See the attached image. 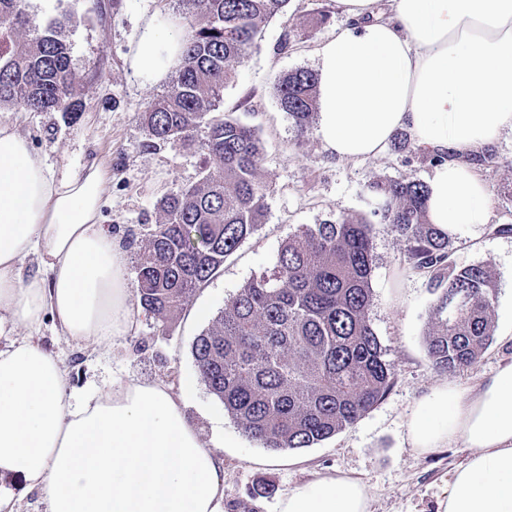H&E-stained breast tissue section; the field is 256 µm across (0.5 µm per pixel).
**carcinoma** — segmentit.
Segmentation results:
<instances>
[{"label": "carcinoma", "mask_w": 512, "mask_h": 512, "mask_svg": "<svg viewBox=\"0 0 512 512\" xmlns=\"http://www.w3.org/2000/svg\"><path fill=\"white\" fill-rule=\"evenodd\" d=\"M289 2L181 0L190 21L181 64L171 90L148 102L141 119L152 139L196 144L207 162L195 184L162 198L163 220L137 255L136 298L164 324L264 223L265 145L217 110L235 64ZM79 84L64 24L39 26L24 0H0V109L78 112ZM317 84L315 73L299 69L274 85L301 137L314 122ZM368 189L383 223L341 215L302 225L281 245L273 273L243 285L193 342L208 391L263 448H310L355 424L391 388L394 365L369 320L381 232L395 234L413 269L441 289L425 337L436 370L473 365L492 341L491 276L480 265H454L448 233L428 220L426 183L389 179Z\"/></svg>", "instance_id": "cac0c4a2"}]
</instances>
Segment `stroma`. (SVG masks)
<instances>
[{
	"label": "stroma",
	"mask_w": 512,
	"mask_h": 512,
	"mask_svg": "<svg viewBox=\"0 0 512 512\" xmlns=\"http://www.w3.org/2000/svg\"><path fill=\"white\" fill-rule=\"evenodd\" d=\"M38 24L67 19L71 62L82 77L77 117L62 112H0V123L26 134L35 154L56 178L73 175L90 156L112 169L103 221L127 248V276L136 282V255L149 229L162 220L159 200L194 184L204 157L194 146L153 144L141 112L168 90L170 76L153 79L130 66V49L143 24L158 18L189 32L178 0H26ZM328 20L313 25L319 12ZM348 25L337 0H290L288 13L272 18L236 66L224 88L225 116L254 128L263 140V174L270 183L262 224L198 288L188 306L159 329L152 314L139 315L134 336H117L103 351L78 350L45 323L41 345L59 355L71 386L94 391L112 378L163 379L190 384L185 412L201 441L215 447L224 463V512H278L290 488L322 474L361 480L370 493V512H435L454 469L467 449L454 445L418 454L408 439V420L437 383L473 385L512 362V133L489 145L493 159L477 170L490 192L487 223L459 226L450 236L457 267L480 265L495 284L494 336L478 362L455 372L436 371L425 349L434 284L416 274L391 235L375 239L372 328L395 367L385 396L357 423L310 448L272 453L246 437L223 404L202 382L191 354L194 339L249 280L272 272L282 243L301 225L340 215L380 223L368 203L374 180H429L434 167L411 137L375 157L342 160L329 156L315 133L298 136L273 93L275 79L297 69H316L323 40Z\"/></svg>",
	"instance_id": "stroma-1"
}]
</instances>
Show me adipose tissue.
<instances>
[{
  "label": "adipose tissue",
  "instance_id": "adipose-tissue-1",
  "mask_svg": "<svg viewBox=\"0 0 512 512\" xmlns=\"http://www.w3.org/2000/svg\"><path fill=\"white\" fill-rule=\"evenodd\" d=\"M338 2L351 25L316 50L323 149L364 160L408 131L418 147L453 155L428 183L431 223H487L490 194L466 158L512 132V0H390L385 16L376 0ZM183 42L148 20L132 65L162 75ZM111 180L99 158L55 179L28 138L0 124V478L39 492L47 512H223L224 468L183 394L127 377L81 396L37 341L48 320L82 348L136 333L127 250L102 222ZM31 256L38 271L27 275ZM408 438L422 454L470 450L438 512H512V365L475 388L436 386L411 413ZM279 509L370 512L369 493L324 475L290 489Z\"/></svg>",
  "mask_w": 512,
  "mask_h": 512
}]
</instances>
